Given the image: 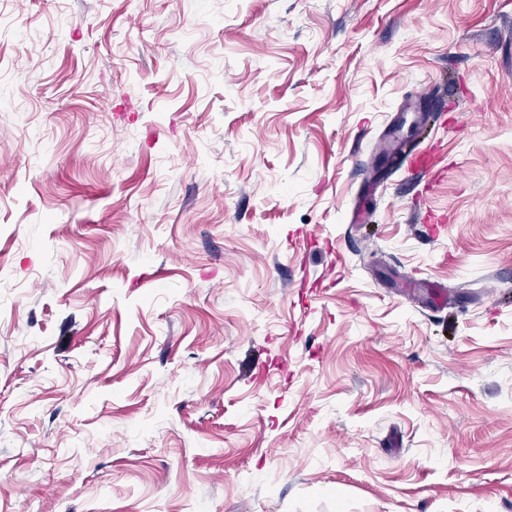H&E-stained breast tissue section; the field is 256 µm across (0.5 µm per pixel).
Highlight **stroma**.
<instances>
[{"label":"stroma","instance_id":"obj_1","mask_svg":"<svg viewBox=\"0 0 512 512\" xmlns=\"http://www.w3.org/2000/svg\"><path fill=\"white\" fill-rule=\"evenodd\" d=\"M0 20V512H512V0Z\"/></svg>","mask_w":512,"mask_h":512}]
</instances>
